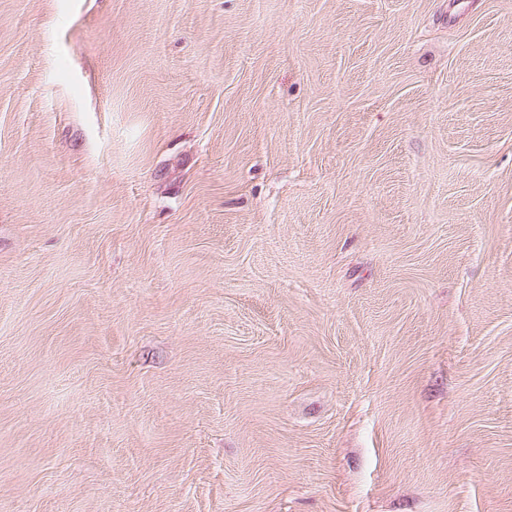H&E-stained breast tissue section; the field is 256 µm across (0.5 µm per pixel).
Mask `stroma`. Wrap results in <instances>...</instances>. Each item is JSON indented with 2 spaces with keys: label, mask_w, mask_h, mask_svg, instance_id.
<instances>
[{
  "label": "stroma",
  "mask_w": 512,
  "mask_h": 512,
  "mask_svg": "<svg viewBox=\"0 0 512 512\" xmlns=\"http://www.w3.org/2000/svg\"><path fill=\"white\" fill-rule=\"evenodd\" d=\"M0 512H512V0H0Z\"/></svg>",
  "instance_id": "35a3bbf8"
}]
</instances>
